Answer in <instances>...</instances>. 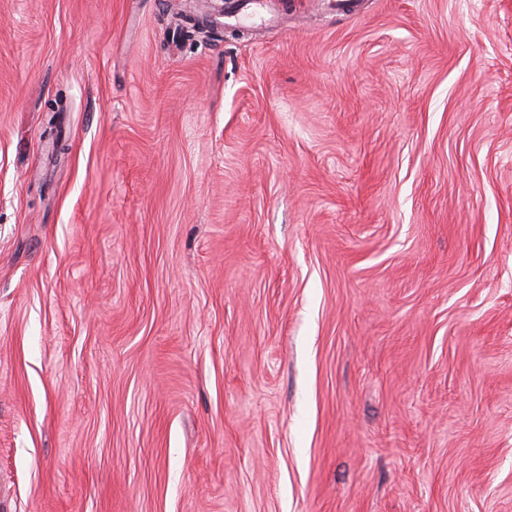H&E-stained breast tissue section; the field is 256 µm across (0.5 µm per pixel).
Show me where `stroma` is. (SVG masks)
Segmentation results:
<instances>
[{
	"label": "stroma",
	"mask_w": 512,
	"mask_h": 512,
	"mask_svg": "<svg viewBox=\"0 0 512 512\" xmlns=\"http://www.w3.org/2000/svg\"><path fill=\"white\" fill-rule=\"evenodd\" d=\"M0 0V512H512V0Z\"/></svg>",
	"instance_id": "obj_1"
}]
</instances>
